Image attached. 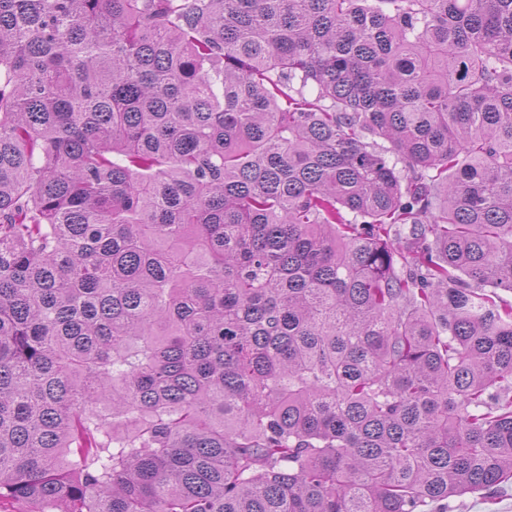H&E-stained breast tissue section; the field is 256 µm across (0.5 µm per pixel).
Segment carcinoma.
<instances>
[{
    "label": "carcinoma",
    "instance_id": "carcinoma-1",
    "mask_svg": "<svg viewBox=\"0 0 512 512\" xmlns=\"http://www.w3.org/2000/svg\"><path fill=\"white\" fill-rule=\"evenodd\" d=\"M512 0H0V512H448L512 483Z\"/></svg>",
    "mask_w": 512,
    "mask_h": 512
}]
</instances>
